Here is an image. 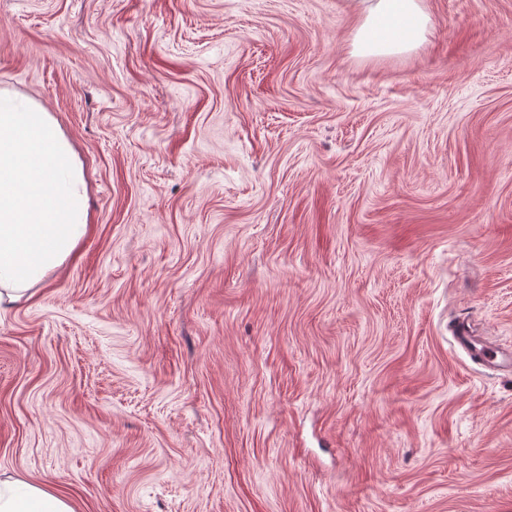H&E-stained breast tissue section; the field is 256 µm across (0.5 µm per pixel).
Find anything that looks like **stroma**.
<instances>
[{
	"mask_svg": "<svg viewBox=\"0 0 512 512\" xmlns=\"http://www.w3.org/2000/svg\"><path fill=\"white\" fill-rule=\"evenodd\" d=\"M0 0L88 231L0 313V474L76 512H512V0ZM359 17L355 50L363 56H391L420 47L430 18L422 0H351ZM453 339L488 368L495 371H512V356L478 340L476 336H473L469 324H460L453 331Z\"/></svg>",
	"mask_w": 512,
	"mask_h": 512,
	"instance_id": "obj_1",
	"label": "stroma"
}]
</instances>
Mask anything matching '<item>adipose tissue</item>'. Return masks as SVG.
<instances>
[{"instance_id":"ef3b65f1","label":"adipose tissue","mask_w":512,"mask_h":512,"mask_svg":"<svg viewBox=\"0 0 512 512\" xmlns=\"http://www.w3.org/2000/svg\"><path fill=\"white\" fill-rule=\"evenodd\" d=\"M355 50L391 56L420 47L422 0H352ZM88 229L87 190L75 151L39 105L0 94V310L62 265ZM0 512H75L68 495L0 478Z\"/></svg>"}]
</instances>
